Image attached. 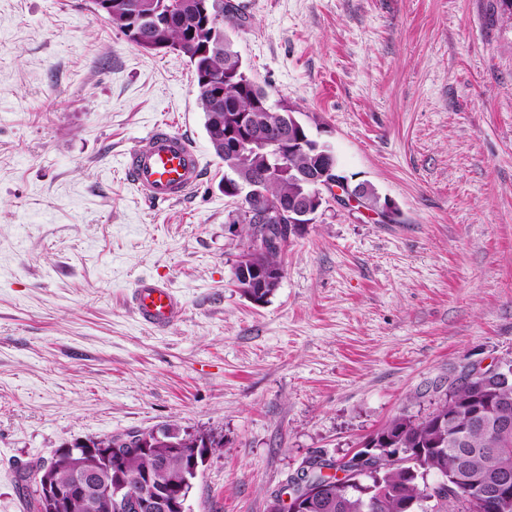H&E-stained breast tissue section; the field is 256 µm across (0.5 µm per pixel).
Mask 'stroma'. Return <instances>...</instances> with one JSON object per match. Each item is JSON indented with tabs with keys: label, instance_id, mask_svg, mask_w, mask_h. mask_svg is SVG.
<instances>
[{
	"label": "stroma",
	"instance_id": "35a3bbf8",
	"mask_svg": "<svg viewBox=\"0 0 512 512\" xmlns=\"http://www.w3.org/2000/svg\"><path fill=\"white\" fill-rule=\"evenodd\" d=\"M255 81L398 222L340 207L291 234L257 305L185 59L89 0H0V512L23 463L176 425L222 437L188 512H268L310 455L432 410L469 362L512 359V23L499 0H235ZM166 122L204 175L175 203L121 166ZM167 280L180 319L129 304ZM131 302L137 321L153 329L162 330L182 315L181 300L166 280L140 279L133 289Z\"/></svg>",
	"mask_w": 512,
	"mask_h": 512
}]
</instances>
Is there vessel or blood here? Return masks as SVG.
<instances>
[{"instance_id":"obj_1","label":"vessel or blood","mask_w":512,"mask_h":512,"mask_svg":"<svg viewBox=\"0 0 512 512\" xmlns=\"http://www.w3.org/2000/svg\"><path fill=\"white\" fill-rule=\"evenodd\" d=\"M123 168L137 192L154 202L185 199L203 173L194 146L166 124L156 125L133 143L124 156ZM131 302L137 321L153 329H164L182 315L179 296L162 279H140Z\"/></svg>"}]
</instances>
